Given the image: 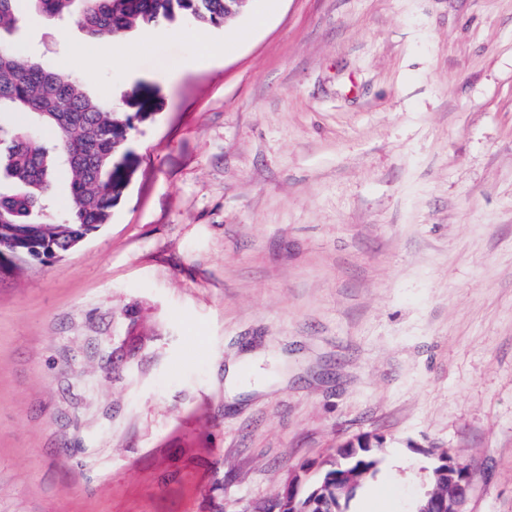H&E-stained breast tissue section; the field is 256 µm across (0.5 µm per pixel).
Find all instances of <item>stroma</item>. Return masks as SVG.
<instances>
[{
	"label": "stroma",
	"instance_id": "35a3bbf8",
	"mask_svg": "<svg viewBox=\"0 0 512 512\" xmlns=\"http://www.w3.org/2000/svg\"><path fill=\"white\" fill-rule=\"evenodd\" d=\"M17 14L160 108L109 224L0 272V512H255L364 434L352 512H412L430 445L512 512V0H250L107 48ZM249 349L267 386L229 397Z\"/></svg>",
	"mask_w": 512,
	"mask_h": 512
}]
</instances>
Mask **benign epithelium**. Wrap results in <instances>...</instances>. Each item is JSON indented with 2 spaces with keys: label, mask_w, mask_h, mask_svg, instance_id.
<instances>
[{
  "label": "benign epithelium",
  "mask_w": 512,
  "mask_h": 512,
  "mask_svg": "<svg viewBox=\"0 0 512 512\" xmlns=\"http://www.w3.org/2000/svg\"><path fill=\"white\" fill-rule=\"evenodd\" d=\"M377 445L378 438L371 435H363L342 444L336 457L328 463L326 472L329 476L323 485L325 493L332 494L338 501L348 498L363 473L342 467L341 461L350 459L361 450L370 452ZM417 451L434 462L432 476L436 483L444 486L442 490L425 493L429 502L420 512H462L461 506L471 491V474L467 466L447 451L438 452L433 448L421 447ZM298 484L299 479L296 477L288 480V493L276 502L277 512H316V497L310 495L304 499L299 496Z\"/></svg>",
  "instance_id": "obj_1"
}]
</instances>
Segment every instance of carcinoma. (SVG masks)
Instances as JSON below:
<instances>
[{"instance_id": "1", "label": "carcinoma", "mask_w": 512, "mask_h": 512, "mask_svg": "<svg viewBox=\"0 0 512 512\" xmlns=\"http://www.w3.org/2000/svg\"><path fill=\"white\" fill-rule=\"evenodd\" d=\"M16 0H0V114L31 115L37 127L53 132L44 141L28 130L9 131L0 168L14 189L0 191V242L25 261L48 264L83 242L109 222L113 208L131 180L130 152L125 148L132 119L148 120L158 103L133 90L124 103L87 94L74 72H50L11 51L17 27ZM34 10L79 27L96 42H114L123 35L188 18L194 26H224V0H29ZM64 166L70 176L68 214L48 218L52 172ZM381 459L370 453L350 463L374 477Z\"/></svg>"}]
</instances>
